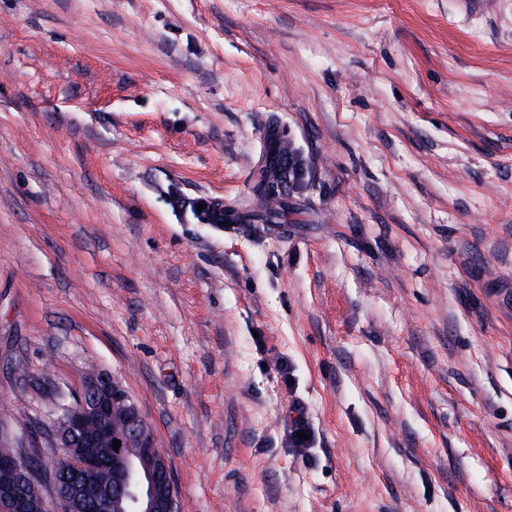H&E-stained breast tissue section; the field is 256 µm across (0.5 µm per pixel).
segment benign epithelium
<instances>
[{
  "instance_id": "benign-epithelium-1",
  "label": "benign epithelium",
  "mask_w": 512,
  "mask_h": 512,
  "mask_svg": "<svg viewBox=\"0 0 512 512\" xmlns=\"http://www.w3.org/2000/svg\"><path fill=\"white\" fill-rule=\"evenodd\" d=\"M47 435L70 476L37 457L0 455V512H52L60 497L70 512H179L170 463L137 403L111 373L90 371Z\"/></svg>"
}]
</instances>
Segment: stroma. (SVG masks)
Returning <instances> with one entry per match:
<instances>
[{
    "label": "stroma",
    "instance_id": "35a3bbf8",
    "mask_svg": "<svg viewBox=\"0 0 512 512\" xmlns=\"http://www.w3.org/2000/svg\"><path fill=\"white\" fill-rule=\"evenodd\" d=\"M92 367L180 512H512V0H0V440ZM298 168L291 159L276 155L266 161L265 167L256 178L252 192L261 198H273L285 193L286 188L299 178Z\"/></svg>",
    "mask_w": 512,
    "mask_h": 512
}]
</instances>
